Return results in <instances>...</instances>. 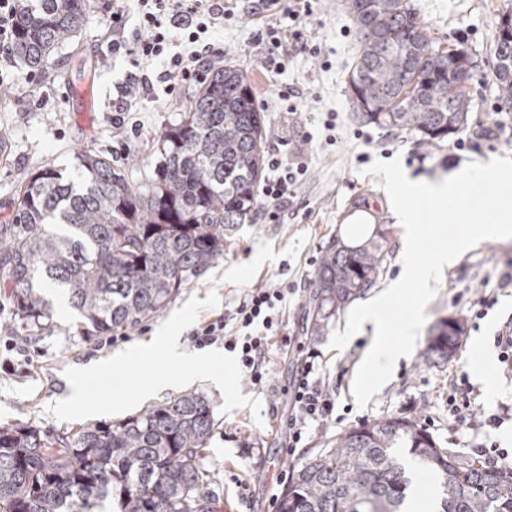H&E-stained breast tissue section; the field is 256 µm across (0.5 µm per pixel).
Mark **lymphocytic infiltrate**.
Instances as JSON below:
<instances>
[{
  "label": "lymphocytic infiltrate",
  "instance_id": "lymphocytic-infiltrate-1",
  "mask_svg": "<svg viewBox=\"0 0 512 512\" xmlns=\"http://www.w3.org/2000/svg\"><path fill=\"white\" fill-rule=\"evenodd\" d=\"M139 24L135 35L125 37L123 15L113 12V56H130L140 64L164 63L162 77L168 93H176L182 81L210 69L214 57L207 37L218 17L233 19L235 6L224 7L210 0H137ZM255 14L272 16L273 22L260 29L258 40L266 44L263 67L284 73L289 60L299 56L321 58L320 43L314 42L307 26L314 15L312 0H253ZM179 29L182 52L170 53V33ZM312 133H305L302 146L283 150L270 145L266 155L267 176L261 188L264 204L258 214L262 224L282 223L285 215L298 210L299 192L309 174L306 146ZM286 298L283 288L263 286L249 290L224 316L206 322L190 332L198 346L223 342L225 350L236 353L242 377L261 387L269 380L268 352L283 329L280 308ZM297 369L288 386V416L283 423L285 446L298 448L312 425L331 420L338 389L318 374L319 350L312 344L297 343ZM504 414H476L473 388L466 375L448 377V431L460 428L495 427L503 424Z\"/></svg>",
  "mask_w": 512,
  "mask_h": 512
}]
</instances>
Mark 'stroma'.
Segmentation results:
<instances>
[{
	"label": "stroma",
	"mask_w": 512,
	"mask_h": 512,
	"mask_svg": "<svg viewBox=\"0 0 512 512\" xmlns=\"http://www.w3.org/2000/svg\"><path fill=\"white\" fill-rule=\"evenodd\" d=\"M410 3L438 43L465 46L475 58L473 107L465 137H472L496 114L512 122V110L500 107L493 70V45L502 17L512 13V0ZM319 5L311 26L332 63L328 71L322 70L320 59L301 57L289 63L284 75L267 72L261 64L263 47L254 38L260 21L250 13L247 0H240L234 20L215 28L210 36L218 57L240 68L255 89L268 142H288L294 136L282 118L284 106L278 97L286 84L303 87L306 112L340 114L339 142L325 148L316 140L308 147L309 179L303 187L306 207L281 224L250 221L238 225L223 259L189 282L173 303L178 309L191 298L202 300L217 294L216 306L199 310L196 320L202 323L223 315L248 289L269 281L300 283L287 306L285 332L304 342L314 341L321 353L322 377L341 384L334 421L313 428L303 447L291 454L284 447L280 422L288 415L287 387L297 358L281 340H274L268 354V386L241 387L242 394L260 399V417H253L247 407L224 414L222 392L212 381L189 383V390L204 394L217 409L200 469L219 498L222 512H277L284 489L281 476H292L297 467L326 448L333 436L364 422L413 419L439 448L462 460L473 459V450L480 444L512 449V419L496 429H465L456 437L448 435V374L453 370L471 374L480 355H487L490 362L485 378L472 381L475 404L488 413L512 407V374L504 372L493 345L495 334L512 317V293H498L478 327L463 330L452 356L441 359L425 354L435 324L446 318L462 319L460 295L495 287L496 271L512 262V242H480L458 266L446 270L425 309L426 319L412 353L399 360L391 378L366 407L356 405L352 388L371 345L372 331L356 334L344 349L332 348L333 334L348 317L343 310L330 319L323 335L314 338L308 332L309 297L323 248L331 240H346L356 213L380 217L389 224L395 221L377 176L365 174L364 164L357 160L362 153L373 161L382 157L353 135L359 123L352 115L347 79L358 35L341 34L352 23L345 0H320ZM111 14L112 0H90L80 30L51 66L30 74L13 65V80L0 84V133L7 142V153L0 159V224L9 223L17 190L27 173L49 164L77 179V155L90 147L112 158L129 176L141 177L153 139L180 121L198 78L183 82L173 96L165 92L162 82H154L138 97L135 114L127 116L125 124L116 121L113 103L135 66L131 58L113 57L109 50ZM44 92L50 99L40 110L36 101ZM420 152L425 153V161L417 160ZM390 154L400 158L410 177H433L463 163L512 156V146L484 143L473 152L458 151L446 141L430 148L418 137L398 131ZM164 322L158 316L122 333L88 338L77 313L58 295L49 330L32 336L15 314L11 286L0 284V425H33L55 436L78 430L79 421H61L48 412L51 404L70 394L66 369L84 368L150 341Z\"/></svg>",
	"instance_id": "35a3bbf8"
}]
</instances>
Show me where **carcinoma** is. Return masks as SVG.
<instances>
[{
	"label": "carcinoma",
	"mask_w": 512,
	"mask_h": 512,
	"mask_svg": "<svg viewBox=\"0 0 512 512\" xmlns=\"http://www.w3.org/2000/svg\"><path fill=\"white\" fill-rule=\"evenodd\" d=\"M88 0H18L15 54L29 71L51 65L79 30ZM360 40L350 81L355 120L420 137L436 147L465 130L471 90L448 77V55L406 0H348ZM498 100L512 108V46L495 44ZM420 82L411 85L413 76ZM265 116L234 66H215L187 100L180 123L159 133L154 161L136 182L109 157L78 154L80 182L46 165L19 189L13 222L0 224V279L16 315L51 325L43 283L67 290L99 336L158 316L180 288L224 258L232 231L252 218L265 171ZM388 224L357 246L321 252L310 332L374 287L384 270ZM460 323L439 321L426 352H454ZM214 406L189 392L111 426L51 437L34 426H0V512H93L113 494L120 512H219L197 467ZM399 448L439 482L435 512H512V471L464 461L417 423L389 418L336 435L302 464L278 512H405L409 478Z\"/></svg>",
	"instance_id": "carcinoma-1"
}]
</instances>
